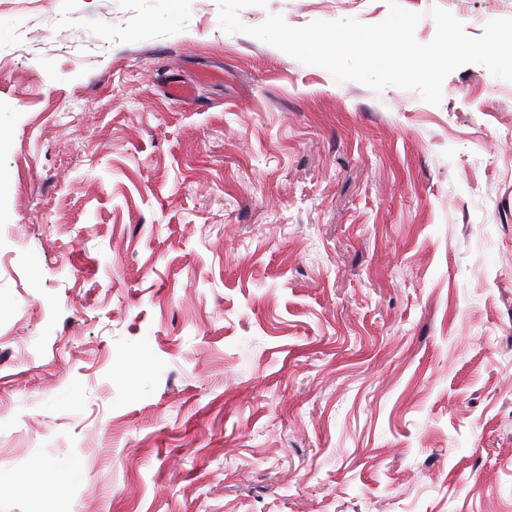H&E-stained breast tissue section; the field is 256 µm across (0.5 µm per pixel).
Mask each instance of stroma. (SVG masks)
<instances>
[{
    "label": "stroma",
    "mask_w": 512,
    "mask_h": 512,
    "mask_svg": "<svg viewBox=\"0 0 512 512\" xmlns=\"http://www.w3.org/2000/svg\"><path fill=\"white\" fill-rule=\"evenodd\" d=\"M443 87L217 0H0V512H512V82Z\"/></svg>",
    "instance_id": "obj_1"
}]
</instances>
